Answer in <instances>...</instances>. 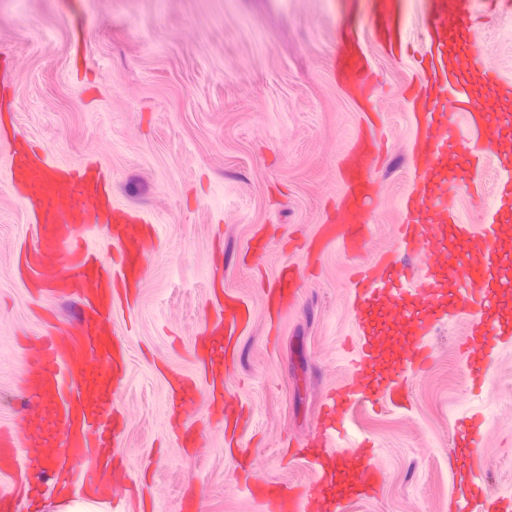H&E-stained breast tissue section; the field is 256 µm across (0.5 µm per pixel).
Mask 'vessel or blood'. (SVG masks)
<instances>
[{
	"instance_id": "obj_1",
	"label": "vessel or blood",
	"mask_w": 512,
	"mask_h": 512,
	"mask_svg": "<svg viewBox=\"0 0 512 512\" xmlns=\"http://www.w3.org/2000/svg\"><path fill=\"white\" fill-rule=\"evenodd\" d=\"M481 0H423L428 46L420 60L421 88L412 95L417 127L411 157L415 185L404 202L402 229L411 249L428 247L427 271L414 286V297L429 314L416 324L417 335H426L439 316L440 302L449 307L471 302L485 304L492 293L491 252L478 251V242L497 236V222L474 226L455 220L449 208L440 206L459 183L469 182L476 168L477 154L490 151V136L503 122L512 119L506 112H485L479 95L506 97L512 84L477 49L476 38L467 20ZM398 0H368L374 31L391 52H401L404 26L396 5ZM370 64L361 33L349 27L333 62V78L354 101L369 98ZM463 114L475 136L471 147L460 150L454 117ZM375 153L370 136L361 135L349 148L340 166L345 192L336 206L330 226L321 231L323 240L341 238L355 241V230L365 218L364 204L372 193L369 178ZM451 166L458 179L441 176L442 166ZM12 183L23 192L33 219L34 239L23 253L19 270L36 288L78 297L84 317L78 330L57 328L38 337L27 347L23 391L36 406L32 424L22 435L0 430V475L11 485L0 489V512H20L24 494L33 493L34 476L41 474L47 459L62 461L56 484L83 479L98 497L110 496L115 484L104 429L112 421L108 396L123 361L121 344L112 335L111 314L115 294L137 283L143 269L141 243L143 220L116 205L105 188V178L97 164L73 167L53 161H34L12 153ZM111 220L112 242L122 256L119 268L95 255L75 250L79 223L89 214ZM449 236L457 243L456 263L451 270L455 287L444 292L437 272L445 261L437 246ZM295 275L282 270L268 301L277 306L288 303ZM359 328L374 319L393 321L401 313L396 297L404 291V281L395 265L379 257L373 267L355 282ZM218 330L225 344H233L249 320L248 310L233 296H225ZM374 358L371 342H364L352 366L350 391H367V370ZM371 471L364 466L333 464L329 479L336 484V496L326 503L325 512H345L349 499L368 494ZM263 512H311L309 494L296 490H276L262 496Z\"/></svg>"
}]
</instances>
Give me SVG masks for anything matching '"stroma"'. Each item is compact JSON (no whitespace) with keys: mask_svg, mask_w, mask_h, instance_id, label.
<instances>
[{"mask_svg":"<svg viewBox=\"0 0 512 512\" xmlns=\"http://www.w3.org/2000/svg\"><path fill=\"white\" fill-rule=\"evenodd\" d=\"M408 54L377 42L366 0H0V427L20 430L26 352L41 309L75 324V297L38 294L18 273L31 224L5 168L18 144L56 161H92L117 204L148 229L135 300L112 308L125 375L111 395L114 512H261L257 484L305 488L319 470L303 447L327 394L348 383L362 345L351 280L397 253L413 181L408 87L426 43L421 0H402ZM358 22L377 80L362 112L331 80L333 45ZM477 45L512 83V12L483 5ZM375 141L377 195L355 252L309 247L342 185L360 133ZM495 165L452 204L466 224L492 219ZM299 272L290 308L265 290ZM232 292L251 318L224 366L226 423L199 379L197 342ZM464 314L433 324L419 368L380 366L395 401L350 397L325 448L362 454L377 488L347 512H512V334L470 354ZM197 377L191 414L174 409L169 372Z\"/></svg>","mask_w":512,"mask_h":512,"instance_id":"1","label":"stroma"}]
</instances>
